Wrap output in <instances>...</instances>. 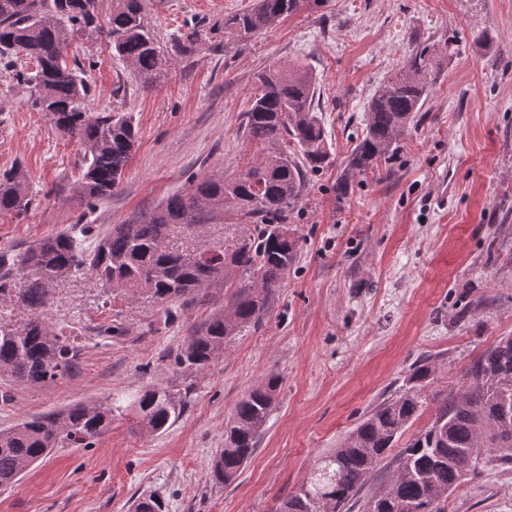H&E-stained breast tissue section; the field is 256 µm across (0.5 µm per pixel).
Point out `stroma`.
Wrapping results in <instances>:
<instances>
[{
    "mask_svg": "<svg viewBox=\"0 0 512 512\" xmlns=\"http://www.w3.org/2000/svg\"><path fill=\"white\" fill-rule=\"evenodd\" d=\"M254 0H145L164 47L194 22L214 23ZM429 47L431 93L403 136L392 175L366 171L336 191L362 135L367 104L412 53ZM88 112L130 115L137 143L119 188L87 207L73 193L83 171L77 140L61 137L17 78L34 65L0 62V170L21 165L35 200L0 214V251L87 224L138 220L205 175L232 176L264 147L244 132L258 72L304 64L329 158L288 214L297 257L260 323L224 341L201 370L174 358L190 334L224 310V286L162 305L74 274L44 315L72 328L79 368L49 386L0 376V429L25 417L152 387L189 390L183 413L148 434L118 416L92 448H57L13 486L0 512H128L159 496L165 512H274L326 449L363 414L401 390L410 367L433 358L429 406L459 388L466 365L512 335V0H321L247 44L225 40L174 55L160 82L142 85L106 42L83 38ZM251 225L215 218L181 225L175 249L228 247ZM119 324L123 336L102 335ZM280 386L255 454L230 485L211 473L237 403L269 375ZM446 512H512V469L485 467L448 498Z\"/></svg>",
    "mask_w": 512,
    "mask_h": 512,
    "instance_id": "35a3bbf8",
    "label": "stroma"
}]
</instances>
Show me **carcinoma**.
I'll return each instance as SVG.
<instances>
[{
	"label": "carcinoma",
	"mask_w": 512,
	"mask_h": 512,
	"mask_svg": "<svg viewBox=\"0 0 512 512\" xmlns=\"http://www.w3.org/2000/svg\"><path fill=\"white\" fill-rule=\"evenodd\" d=\"M102 2L0 0V57L21 55L33 61L35 71L23 76L34 89L32 105L46 113L60 135L81 145L84 171L74 192L89 206L119 187L137 131L123 113L86 111L91 87L80 65L66 60L71 39L95 36L109 42L114 56L148 86L171 64L151 32L143 0H111L100 25L92 15L101 13ZM312 2L317 0H255L250 8L224 17V36L245 43ZM429 66L423 48L376 90L363 135L336 191H343L348 177L401 152L402 137L429 94ZM315 94L306 65L264 70L245 113L248 136L266 147L261 162L231 177H203L138 223L119 224L88 243L61 232L23 252H0V299L15 297L27 312L23 319L0 321V373L49 386L75 370L80 348L71 342L73 333L56 329L43 316L50 284L62 270H86L106 288L148 293L163 303L214 283L235 289L229 311L213 315L194 331L174 363L200 370L219 358L224 339L260 321L274 288L295 262L288 209L329 156ZM32 203L21 165L0 173V213H25ZM217 213L254 225L253 232L231 251L212 248L192 257L168 250L172 227L207 224ZM436 373L437 364L429 357L414 363L404 388L366 413L315 463L307 480L280 501L276 512H445L448 496L471 473L489 465H512V335L499 337L473 358L459 389L410 435L426 412L424 392ZM279 385V377L269 375L237 403L224 427V447L213 457L216 481L231 484L255 453ZM99 408L92 413L86 405H74L1 429L0 486L16 483L23 468L54 448L93 447L112 418L128 411L148 432L164 431L179 418L184 403L165 388H153ZM380 469L386 479L376 489L371 481Z\"/></svg>",
	"instance_id": "obj_1"
}]
</instances>
